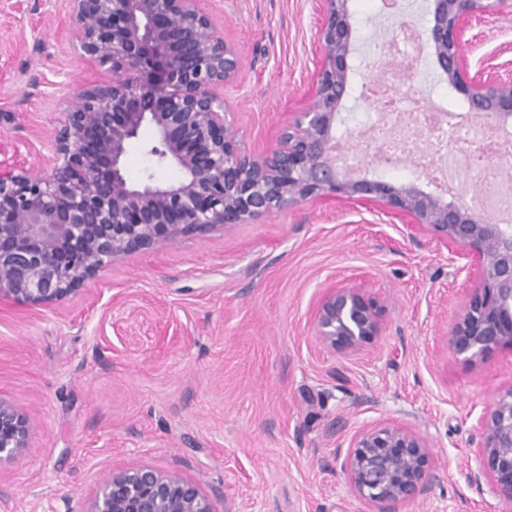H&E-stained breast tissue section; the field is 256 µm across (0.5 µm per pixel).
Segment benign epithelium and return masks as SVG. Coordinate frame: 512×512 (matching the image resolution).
<instances>
[{"label": "benign epithelium", "mask_w": 512, "mask_h": 512, "mask_svg": "<svg viewBox=\"0 0 512 512\" xmlns=\"http://www.w3.org/2000/svg\"><path fill=\"white\" fill-rule=\"evenodd\" d=\"M426 44L470 118L512 137V78L462 53L473 20L508 0H430ZM321 53L311 105L263 156L246 148L215 89L240 80L236 45L217 34L201 0H69L65 36L104 78L78 89L50 142L51 169H36L0 147V299L50 307L76 294L113 262L163 244L207 235L314 199L365 201L453 246L448 264L478 276L446 336L467 361L512 346V224L486 220L440 185L393 184L336 163L338 140L355 139L344 111L354 93L358 37L351 0H317ZM150 127L152 168L137 183L127 149ZM179 177L155 181L153 169ZM386 329L385 306L367 289L331 285L313 312V336L354 354ZM36 425L0 399V462L22 457ZM477 468L468 484L488 485L512 505V389L476 420ZM336 458L372 512L425 493L435 475L427 436L403 422L362 429ZM84 512H217L213 499L176 471L151 466L110 473Z\"/></svg>", "instance_id": "7a95c632"}]
</instances>
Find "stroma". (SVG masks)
Returning <instances> with one entry per match:
<instances>
[{"label": "stroma", "instance_id": "stroma-1", "mask_svg": "<svg viewBox=\"0 0 512 512\" xmlns=\"http://www.w3.org/2000/svg\"><path fill=\"white\" fill-rule=\"evenodd\" d=\"M238 45L225 89L254 155L311 103L315 0H204ZM425 0H353L356 73L412 99L466 111L425 48L404 76L375 46L401 23L424 28ZM67 0H0V141L49 168L47 146L77 86L101 71L62 32ZM470 63L512 71V13L475 21ZM334 283L384 301L388 329L359 353L320 344L311 310ZM473 283L429 233L375 205L314 200L226 231L134 254L53 308L0 300V399L38 432L0 464V512H81L111 471L150 465L199 485L219 512H369L336 459L365 426L406 420L430 441L436 478L398 512H503L470 486L479 414L512 388V348L453 355L445 338Z\"/></svg>", "mask_w": 512, "mask_h": 512}]
</instances>
